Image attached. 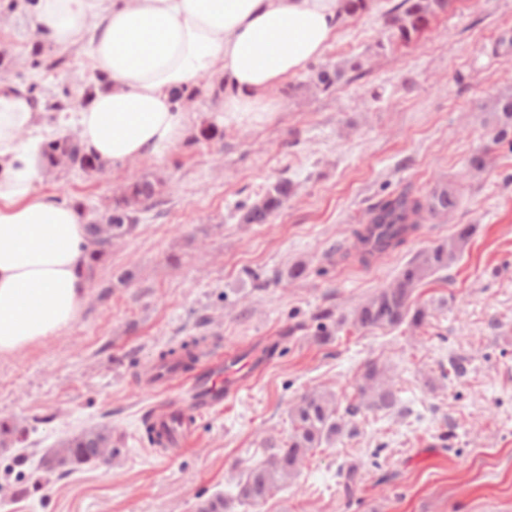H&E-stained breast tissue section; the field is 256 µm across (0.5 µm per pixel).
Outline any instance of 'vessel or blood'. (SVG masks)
<instances>
[{"label":"vessel or blood","instance_id":"1","mask_svg":"<svg viewBox=\"0 0 512 512\" xmlns=\"http://www.w3.org/2000/svg\"><path fill=\"white\" fill-rule=\"evenodd\" d=\"M266 362L260 357L236 352L208 360L191 375L171 365L153 374V381L185 379L180 400L161 405L150 415L155 433L160 434L171 453L190 447L199 418L234 399L255 377Z\"/></svg>","mask_w":512,"mask_h":512}]
</instances>
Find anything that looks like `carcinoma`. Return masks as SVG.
Returning <instances> with one entry per match:
<instances>
[{"label":"carcinoma","instance_id":"obj_1","mask_svg":"<svg viewBox=\"0 0 512 512\" xmlns=\"http://www.w3.org/2000/svg\"><path fill=\"white\" fill-rule=\"evenodd\" d=\"M448 7V0H393L383 15L389 41L408 46L418 40L429 26L431 18ZM32 63L36 67L54 70L60 61L50 58L41 42L32 48ZM362 64L358 61L334 70L322 69L317 73V86L327 92L342 79L349 82L362 77ZM503 123L496 130L494 140L503 141L512 135V98L499 102ZM46 157L52 167L70 166L83 171H101L98 161L85 153L73 139L61 137L44 143ZM292 183L282 180L275 184L263 198L248 207L243 214L247 224H266L288 201ZM159 194L158 183L145 177H133L124 191L112 198L108 212L100 219L86 225L91 247L88 253V272L94 275L98 264L112 250L113 241L131 234L140 220V214L153 205ZM459 204L458 195L442 186L423 199L412 198L407 193L379 202L372 210L369 224L355 232L360 244L362 260L393 251L403 245L415 232L424 216L437 218L454 212ZM472 236V228H461L454 236L437 246L411 258L395 283L379 289L354 315L353 326L358 329H396L404 324L412 326L426 322L428 312L414 304L416 288L435 274L451 267L461 257ZM207 337H193L179 348L159 352L157 363L164 366L175 363L191 371L200 357L201 346ZM359 402L346 408L354 418L362 410L375 413H392L401 405V398L392 384L384 377L379 365L370 361L363 366L358 382ZM333 397L321 392L303 394L291 409V429L288 438L271 440L267 447L270 454L266 462L247 472L240 483L237 498L242 503H257L267 499L278 483L294 478L299 462L322 443L340 434L343 425L332 408ZM112 446V428L107 426L85 430L60 442L54 454L74 468L84 464L81 449Z\"/></svg>","mask_w":512,"mask_h":512}]
</instances>
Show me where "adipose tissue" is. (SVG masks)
<instances>
[{"label":"adipose tissue","mask_w":512,"mask_h":512,"mask_svg":"<svg viewBox=\"0 0 512 512\" xmlns=\"http://www.w3.org/2000/svg\"><path fill=\"white\" fill-rule=\"evenodd\" d=\"M341 0H37L35 39L67 48L86 41L99 72L73 125L82 149L110 167L160 157L190 122L177 96L216 73L224 121L268 117L269 92L321 56ZM40 115L22 85L0 81V354L73 323L89 281L87 219L37 193L46 169Z\"/></svg>","instance_id":"adipose-tissue-1"}]
</instances>
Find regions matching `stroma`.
Segmentation results:
<instances>
[{
  "label": "stroma",
  "mask_w": 512,
  "mask_h": 512,
  "mask_svg": "<svg viewBox=\"0 0 512 512\" xmlns=\"http://www.w3.org/2000/svg\"><path fill=\"white\" fill-rule=\"evenodd\" d=\"M389 4L372 0L322 56L275 88L272 119L223 124L212 76L183 104L190 133L164 157L101 176L45 173L42 193L91 211L131 177L163 186L98 267L78 319L0 355V419L26 431L0 447V512H197L219 494L232 512H512V142L493 141L496 101L512 97V0H451L416 44L381 50ZM30 12L26 0H0V57L9 63L0 80L34 85L40 123L53 128L50 104L94 77L90 46L46 45L61 66L33 69ZM354 58L362 78L317 87L318 70ZM210 125L218 136L202 139ZM283 179L294 192L271 223H242L241 204ZM439 185L459 195L447 221L424 222L394 252L359 262L355 231L375 204ZM467 224L475 232L458 262L415 293L425 324L352 326L353 310L414 254ZM324 310L331 318L318 320ZM192 336L207 337L213 356L260 340L272 358L172 457L150 447L143 419L180 392L144 374L159 350ZM452 356L467 372L448 379L441 366ZM369 361L387 368L400 410L362 412L265 502L235 501L268 440L287 436L298 397L324 391L345 410ZM103 424L112 428L111 463L44 465L60 441ZM345 463L361 473L349 497L336 478Z\"/></svg>",
  "instance_id": "obj_1"
}]
</instances>
